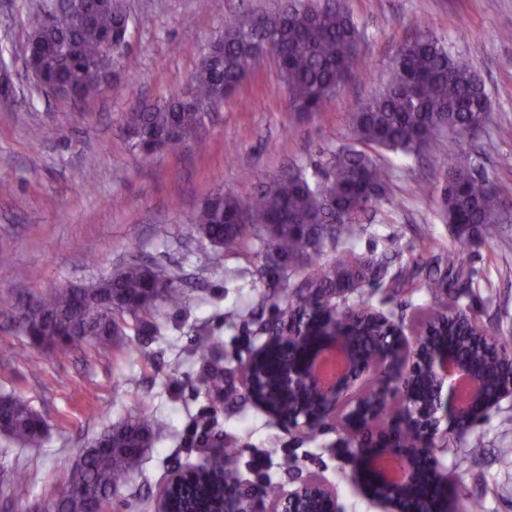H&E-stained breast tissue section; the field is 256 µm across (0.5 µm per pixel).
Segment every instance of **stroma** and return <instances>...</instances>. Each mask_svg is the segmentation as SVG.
<instances>
[{"label":"stroma","mask_w":512,"mask_h":512,"mask_svg":"<svg viewBox=\"0 0 512 512\" xmlns=\"http://www.w3.org/2000/svg\"><path fill=\"white\" fill-rule=\"evenodd\" d=\"M44 0H0V59L13 75L15 97L0 108V253L25 268L21 280L0 279V394L23 397L47 423L39 446L0 434V505L9 512L49 506L62 490L79 449L120 420L150 411L162 428L141 470L115 498L113 512H153L173 462L199 465L231 448L232 472L251 483L289 487L297 474L322 475L342 512H382L351 479L346 448L331 431L316 438L281 427L244 396L235 368L256 346L249 311L267 288L254 251L229 252L213 267L210 244L192 234L196 211L211 195L241 197L302 168L321 179L328 159L347 145L349 114L379 92L401 43L425 29L472 62L489 95L491 120L476 134L443 136L426 157L374 158L389 185V201L362 216L357 250L387 255L390 273L431 263L454 243L437 197L420 183L441 186L456 157L470 152L512 208V0H344L363 35L351 80L321 111L300 116L272 58L256 63L239 90L211 113L200 153L189 145L142 159L125 120L133 108L189 89L191 77L224 20L239 12H275L280 0H125L132 22L122 78L96 100L74 107L42 93L27 76L23 53L27 16ZM95 169H87V157ZM138 255L174 275L181 308L159 307L160 331L130 335L123 350L83 344L61 354L31 343L17 327L22 302L53 288L86 284ZM472 282H459V303L500 336L512 335V221L490 244L466 249ZM367 299L405 322L424 318L426 290ZM217 341L216 364L228 371L226 392H209L208 364L192 353ZM213 419L200 433V416ZM469 474L456 500L484 499V512H512V406L491 414L474 434ZM27 476L23 484L11 472Z\"/></svg>","instance_id":"35a3bbf8"}]
</instances>
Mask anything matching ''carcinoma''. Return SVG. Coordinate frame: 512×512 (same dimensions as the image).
I'll return each mask as SVG.
<instances>
[{
    "mask_svg": "<svg viewBox=\"0 0 512 512\" xmlns=\"http://www.w3.org/2000/svg\"><path fill=\"white\" fill-rule=\"evenodd\" d=\"M55 8L56 4H47L28 16L30 35L41 46L38 66L47 79L64 76L62 100L93 99L109 76L118 74L124 45L129 43L131 21L123 0H83L88 18L75 17L66 30L49 28ZM216 41L223 63L202 60L191 79V100L172 94L131 112L138 129L128 139L141 156L153 155V146L166 143L171 134L179 145L192 142L205 148L199 132L208 112L233 95L264 56L275 60L285 79L289 110L319 111L351 78L361 33L341 0H282L271 15L226 18ZM488 119V95L469 59L422 31L398 47L382 91L350 113V145L333 153L323 179L313 181L304 170L293 169L254 196L217 193L198 209L190 231L211 245L216 267L222 266L224 250L252 240L264 259L276 254L274 263L263 266L272 291L256 294L250 314L256 332L285 315L292 320L312 308L325 312L333 298L346 302L353 295V304L345 309L361 310L354 332L358 352L370 358L377 353L384 330L367 317L371 308L363 287L374 286L385 275L383 259L351 252L317 263L325 247L335 250L353 244L363 231L361 215L387 199L385 175L366 149L416 157L437 135L464 133ZM439 200L458 248L389 285L397 291L420 284L452 316L458 309L453 288L464 273L462 250L493 240L507 212L497 188L468 156L450 166ZM183 303L184 293L173 276L133 259L83 285L79 293L54 288L36 298V312L30 317L20 314L18 328L31 341L57 350L83 343L104 347L128 329L143 330L145 316L158 305L179 308ZM270 307L277 314L266 319L264 312ZM448 338L464 358L482 365L492 381L505 379L478 337L450 320ZM385 384L381 377L373 380L367 403L378 415L393 419L396 410L382 398ZM0 420L6 435L25 447L44 438L43 418L18 395H0ZM157 429L153 416L141 412L111 425L81 449L66 468L61 494L53 504L56 512H111L112 498L139 470ZM470 460V450L453 449L450 474L460 484Z\"/></svg>",
    "mask_w": 512,
    "mask_h": 512,
    "instance_id": "obj_1",
    "label": "carcinoma"
}]
</instances>
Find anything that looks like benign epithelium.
<instances>
[{
    "mask_svg": "<svg viewBox=\"0 0 512 512\" xmlns=\"http://www.w3.org/2000/svg\"><path fill=\"white\" fill-rule=\"evenodd\" d=\"M13 99V81L8 68H0V102ZM374 317L387 328L389 342L367 359L357 352L353 339L341 331L344 316L318 317L308 324L292 323L266 332L263 341L238 363V377L248 400L290 430L313 431L329 428L340 416L354 433V447L348 456L354 478L361 481L366 495L388 512H407L403 499L394 491H418L421 474L439 487L429 512H456L454 484L439 457L448 433L459 432L460 424H478L512 400V376L487 396L481 377L471 371L455 348L444 340L431 344L433 320L420 324L413 338L405 336L398 320L380 312ZM495 349L496 363L512 370V345L486 337ZM387 379L386 398L398 401L397 413L415 429V437L404 442L392 427L373 435L376 410L368 408L363 388L375 377ZM279 393L304 397L317 393L318 403L308 409L278 410L259 390L268 379ZM199 471L196 466H175L156 496L154 512H341L336 493L317 474L293 478L296 487L281 492L276 499L264 494V486L235 481L224 485L216 496L200 492L186 499L181 492Z\"/></svg>",
    "mask_w": 512,
    "mask_h": 512,
    "instance_id": "benign-epithelium-1",
    "label": "benign epithelium"
}]
</instances>
